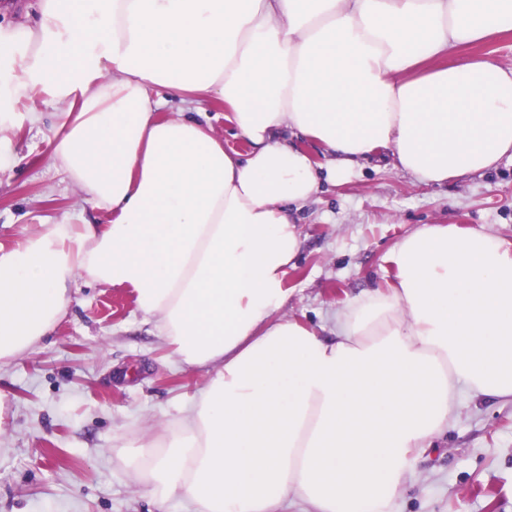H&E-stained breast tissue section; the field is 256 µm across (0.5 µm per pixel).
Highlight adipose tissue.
<instances>
[{"mask_svg": "<svg viewBox=\"0 0 512 512\" xmlns=\"http://www.w3.org/2000/svg\"><path fill=\"white\" fill-rule=\"evenodd\" d=\"M0 25V169L13 107L57 108L51 164L108 224L21 228L0 250V365L66 317L77 281L129 289L176 360L207 371L121 468L188 512H385L462 394L512 401V243L424 224L390 288L346 299L330 337L283 315L297 214L389 149L419 184L512 159V65L470 47L512 33V0H37ZM218 98L246 152L165 97ZM314 141L312 160L289 136Z\"/></svg>", "mask_w": 512, "mask_h": 512, "instance_id": "ef3b65f1", "label": "adipose tissue"}]
</instances>
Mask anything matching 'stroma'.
Returning <instances> with one entry per match:
<instances>
[{
    "mask_svg": "<svg viewBox=\"0 0 512 512\" xmlns=\"http://www.w3.org/2000/svg\"><path fill=\"white\" fill-rule=\"evenodd\" d=\"M41 110L40 130H16L19 165L0 173L5 250L24 225L109 221L79 215L77 190L49 164L53 108ZM300 217L304 244L282 313L326 333L347 297L389 286L387 252L420 225L457 224L512 242V160L464 183L423 186L381 151L347 182L324 186ZM206 379L175 360L128 290L78 284L51 336L0 367V512H185L176 498L158 508L118 467L116 444L165 427ZM388 512H512V402L463 401L448 433L412 457Z\"/></svg>",
    "mask_w": 512,
    "mask_h": 512,
    "instance_id": "1",
    "label": "stroma"
}]
</instances>
